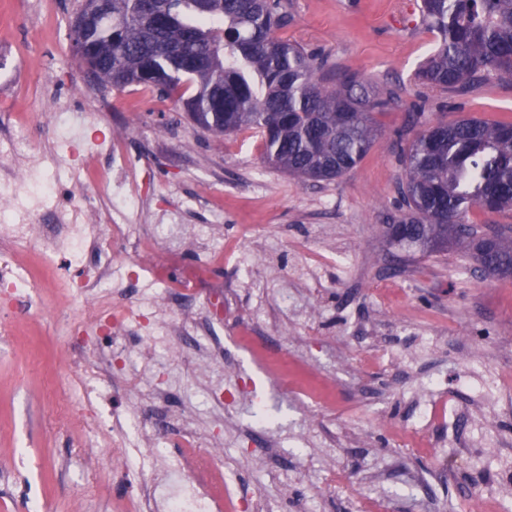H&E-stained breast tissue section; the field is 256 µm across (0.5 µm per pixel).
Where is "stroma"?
I'll list each match as a JSON object with an SVG mask.
<instances>
[{"label": "stroma", "mask_w": 512, "mask_h": 512, "mask_svg": "<svg viewBox=\"0 0 512 512\" xmlns=\"http://www.w3.org/2000/svg\"><path fill=\"white\" fill-rule=\"evenodd\" d=\"M78 5L0 0V122L30 114V142L56 153V128L99 111L134 157V234L169 216L187 232L180 250L157 245L170 280L199 259L194 227L213 225L242 252L211 264L192 310L215 330V355L174 359L137 331L130 346L150 361L130 364L128 385L166 380L189 426L222 448L240 499L270 512H512V278L387 232L399 155L421 122L511 117L512 78L464 93L417 84L435 40L417 0H293L284 37L399 96L356 167L303 182L267 165L252 133L222 139L170 100L102 90L72 49ZM69 278L46 277L42 309L14 314L0 342V512L34 498L50 512H109L128 492L112 478L115 448L82 445L92 411L68 366L66 323L90 308L65 306ZM249 326L282 351L275 368L240 345ZM218 386L235 396L221 410L206 401ZM255 398L275 416L264 427L273 459L249 441Z\"/></svg>", "instance_id": "1"}]
</instances>
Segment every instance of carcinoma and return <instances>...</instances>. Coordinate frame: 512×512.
Returning a JSON list of instances; mask_svg holds the SVG:
<instances>
[{"mask_svg":"<svg viewBox=\"0 0 512 512\" xmlns=\"http://www.w3.org/2000/svg\"><path fill=\"white\" fill-rule=\"evenodd\" d=\"M290 0H105L112 29L88 23L72 43L103 88L135 87L173 98L217 137L255 132L263 158L302 181L330 182L360 163L394 102L359 72L337 82L329 60L281 36ZM436 33L418 65L419 84L463 92L512 77V0H421ZM399 214L388 232L427 254L462 243L487 274L512 277V227L492 239L469 212L512 210V118L437 119L401 160Z\"/></svg>","mask_w":512,"mask_h":512,"instance_id":"1","label":"carcinoma"}]
</instances>
